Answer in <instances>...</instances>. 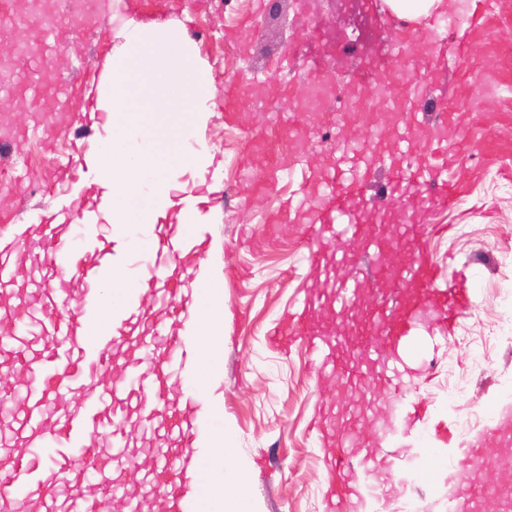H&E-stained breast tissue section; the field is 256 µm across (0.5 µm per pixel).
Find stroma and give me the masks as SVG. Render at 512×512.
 <instances>
[{"instance_id": "obj_1", "label": "stroma", "mask_w": 512, "mask_h": 512, "mask_svg": "<svg viewBox=\"0 0 512 512\" xmlns=\"http://www.w3.org/2000/svg\"><path fill=\"white\" fill-rule=\"evenodd\" d=\"M460 12L465 19L450 33L465 43L464 52L425 68L424 57L442 39L439 27ZM68 21L79 36L63 60L18 53L12 71L0 72V85L25 77L81 88L57 109L0 122V142L18 166L0 193L8 197L6 210L25 202L22 224L69 217L82 203L95 206L87 160L98 134L87 112L104 59L94 48V19L73 11ZM137 22L180 32L213 80L215 94L193 140L209 156L198 189L209 236L193 261L224 281L231 317L223 423L235 439V462L247 473L253 512H331L326 464L337 453L340 403L373 422L364 438L376 446L378 461L366 478L384 488L379 512H399L403 499H443L452 484L484 490L485 502H494L492 490L507 481L512 465V416L479 448L463 445L460 425L478 409L512 413V346L488 335L503 307L512 306V0L491 13L482 0H448L446 13L417 23L398 19L385 0H176L173 9L142 13ZM399 73L407 92L378 96ZM228 81L238 84L229 106ZM439 100L454 110L443 125L432 114ZM441 138L448 149L443 177L462 191L454 203L437 198L423 205L417 194L384 192L390 169L418 167ZM354 148L373 170L366 208L380 218L374 231L383 241L381 249H366L361 263L358 296L367 306L358 325L391 317L404 297L389 286L409 257L397 244L398 215L423 227L447 225V233L426 238L424 252L440 279L453 273L474 286L454 330L428 314L415 318L414 332L427 344L422 359L388 354L384 338H375L363 351L360 392L334 389V371L313 369L307 343L286 350L269 340L279 326L320 318L319 308L302 305L326 282L301 258L305 220L295 205L315 193L318 172L336 168ZM273 160L286 169L276 179L268 169ZM478 346L485 351L479 364L472 358ZM394 368L405 393L422 399L425 418H408L406 437L382 446L379 437L397 422L396 397L384 382ZM426 448L454 451L456 471L435 459L426 485L406 482Z\"/></svg>"}]
</instances>
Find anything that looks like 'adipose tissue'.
<instances>
[{"instance_id":"adipose-tissue-1","label":"adipose tissue","mask_w":512,"mask_h":512,"mask_svg":"<svg viewBox=\"0 0 512 512\" xmlns=\"http://www.w3.org/2000/svg\"><path fill=\"white\" fill-rule=\"evenodd\" d=\"M124 38L122 53L106 61L97 88V108L107 120L93 164L94 182L110 200L101 212L108 223L130 233L136 225L165 216L176 190L185 195L179 223L204 221L187 183L174 176L206 168V151L191 147L190 141L202 106L214 96L209 75L192 51L165 31L130 21ZM217 445L224 453V512H251L226 427H219Z\"/></svg>"}]
</instances>
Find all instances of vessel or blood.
I'll list each match as a JSON object with an SVG mask.
<instances>
[{"label": "vessel or blood", "instance_id": "1", "mask_svg": "<svg viewBox=\"0 0 512 512\" xmlns=\"http://www.w3.org/2000/svg\"><path fill=\"white\" fill-rule=\"evenodd\" d=\"M445 147L431 152L419 173L394 168L390 192L416 188L454 198L441 182ZM302 244L308 264L324 263L333 309L350 305L355 280L337 283V266L357 252L333 257L322 238L347 243L361 234L362 182L335 172L323 176ZM190 236L150 224L122 237L127 285L119 299L104 289L116 270L112 231L100 224H17L0 214V375L19 374L23 390L0 386V512H224V455L217 451L214 411L221 408L223 362L202 361L201 342L187 329L197 315L193 279L174 278ZM414 277L434 293L441 320L453 324L470 304L456 278L437 283L425 258ZM153 295L145 306L143 292ZM407 309L386 324L390 344L409 359L425 346L411 333ZM355 389L341 352H320ZM138 419L146 435L131 439L124 425ZM143 469L145 489L128 494L125 477ZM373 451L337 460L339 501L377 497L360 472ZM214 478L203 484L201 470Z\"/></svg>", "mask_w": 512, "mask_h": 512}]
</instances>
